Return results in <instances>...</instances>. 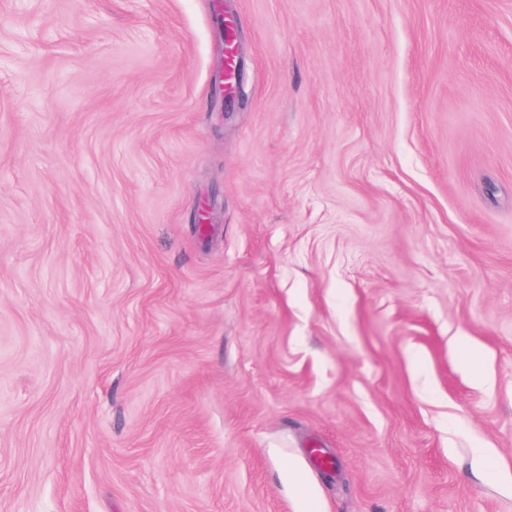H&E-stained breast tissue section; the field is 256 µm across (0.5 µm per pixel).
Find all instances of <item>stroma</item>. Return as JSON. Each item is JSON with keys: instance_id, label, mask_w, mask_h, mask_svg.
<instances>
[{"instance_id": "1", "label": "stroma", "mask_w": 512, "mask_h": 512, "mask_svg": "<svg viewBox=\"0 0 512 512\" xmlns=\"http://www.w3.org/2000/svg\"><path fill=\"white\" fill-rule=\"evenodd\" d=\"M212 3L0 0V512H512V0Z\"/></svg>"}]
</instances>
